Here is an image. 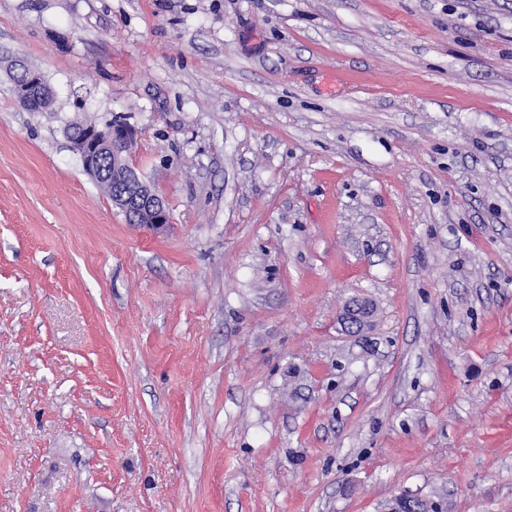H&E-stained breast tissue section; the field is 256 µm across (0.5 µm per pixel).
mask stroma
<instances>
[{
    "label": "stroma",
    "mask_w": 512,
    "mask_h": 512,
    "mask_svg": "<svg viewBox=\"0 0 512 512\" xmlns=\"http://www.w3.org/2000/svg\"><path fill=\"white\" fill-rule=\"evenodd\" d=\"M82 116L165 227L83 172ZM403 491L512 512V0H0V512ZM14 94L26 111H32L33 101L53 100V91L38 70L25 64H16L12 73ZM72 150L77 154L84 172L97 184L112 181V171L126 167L119 179L120 190L114 195L99 185L112 199V203L127 214L133 224L160 229L168 224L165 203L150 185L143 182L128 165L125 153L131 145V133L119 123L104 126L74 124L68 133ZM112 158V170L103 163ZM374 310L371 304L359 299H352L343 308L339 320L349 334L359 336L373 327Z\"/></svg>",
    "instance_id": "35a3bbf8"
}]
</instances>
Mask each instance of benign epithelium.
<instances>
[{
    "label": "benign epithelium",
    "instance_id": "1",
    "mask_svg": "<svg viewBox=\"0 0 512 512\" xmlns=\"http://www.w3.org/2000/svg\"><path fill=\"white\" fill-rule=\"evenodd\" d=\"M14 94L26 111L32 110L33 101L53 99V91L38 70L18 64L12 73ZM68 139L77 154L84 172L96 183L112 181V171L124 167L120 190L112 195V203L127 214L131 222L151 229H160L168 223L165 203L150 185L143 182L128 167L125 153L131 145V133L119 123L103 126L75 124ZM374 310L371 304L359 299L348 302L339 320L349 334L359 336L373 327Z\"/></svg>",
    "mask_w": 512,
    "mask_h": 512
}]
</instances>
